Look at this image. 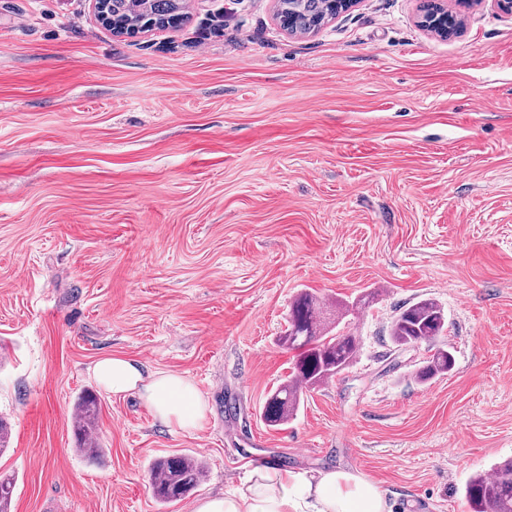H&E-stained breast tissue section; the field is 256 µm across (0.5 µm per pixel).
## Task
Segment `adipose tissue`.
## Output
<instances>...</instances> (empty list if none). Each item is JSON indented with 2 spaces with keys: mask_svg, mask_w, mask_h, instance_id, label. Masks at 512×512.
<instances>
[{
  "mask_svg": "<svg viewBox=\"0 0 512 512\" xmlns=\"http://www.w3.org/2000/svg\"><path fill=\"white\" fill-rule=\"evenodd\" d=\"M105 392L137 395L163 425L182 431L198 429L207 403L186 377L164 371L144 372L139 361L107 355L93 367ZM192 512H390L382 489L346 469L328 470L301 484L289 473L269 466L247 485L196 503Z\"/></svg>",
  "mask_w": 512,
  "mask_h": 512,
  "instance_id": "1",
  "label": "adipose tissue"
}]
</instances>
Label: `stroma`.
I'll return each instance as SVG.
<instances>
[{
  "label": "stroma",
  "instance_id": "stroma-1",
  "mask_svg": "<svg viewBox=\"0 0 512 512\" xmlns=\"http://www.w3.org/2000/svg\"><path fill=\"white\" fill-rule=\"evenodd\" d=\"M355 0L306 35L275 0H182L178 26L117 36L92 0H0V476L12 512H157L148 467L207 465L171 512L241 487L240 449L296 474L343 467L393 512H469L512 459V15ZM360 304L356 361L296 417L260 410L291 371L302 291ZM430 298L453 373L390 324ZM190 379L192 433L92 376L105 355ZM96 394L103 448L74 451ZM238 431L225 432L226 420Z\"/></svg>",
  "mask_w": 512,
  "mask_h": 512
}]
</instances>
